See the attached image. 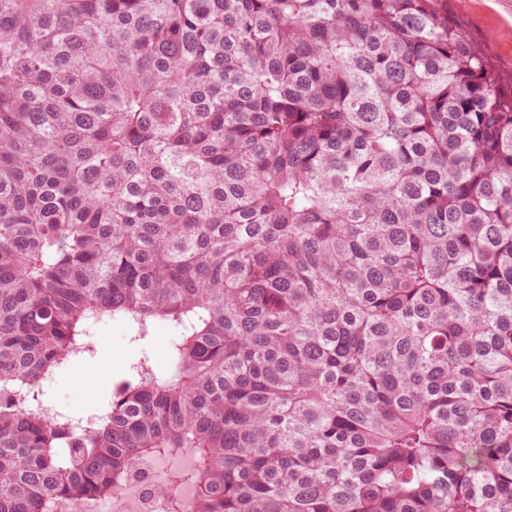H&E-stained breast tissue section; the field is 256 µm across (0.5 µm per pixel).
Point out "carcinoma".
Wrapping results in <instances>:
<instances>
[{
    "label": "carcinoma",
    "mask_w": 512,
    "mask_h": 512,
    "mask_svg": "<svg viewBox=\"0 0 512 512\" xmlns=\"http://www.w3.org/2000/svg\"><path fill=\"white\" fill-rule=\"evenodd\" d=\"M110 319L96 413L22 400ZM184 457L168 512H512V93L433 0H0V512Z\"/></svg>",
    "instance_id": "obj_1"
}]
</instances>
